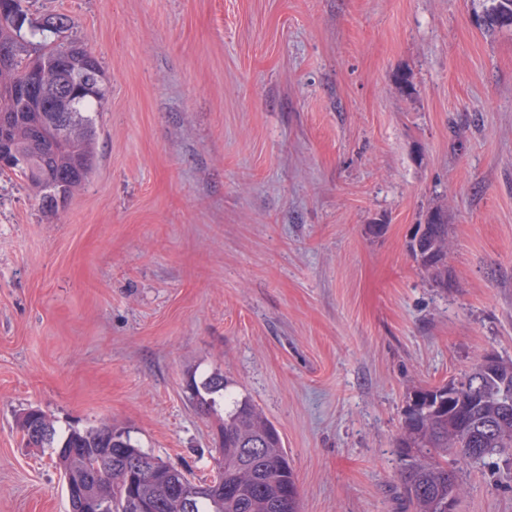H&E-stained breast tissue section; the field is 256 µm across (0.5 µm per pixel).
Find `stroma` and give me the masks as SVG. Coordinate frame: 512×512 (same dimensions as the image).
<instances>
[{"label": "stroma", "instance_id": "1", "mask_svg": "<svg viewBox=\"0 0 512 512\" xmlns=\"http://www.w3.org/2000/svg\"><path fill=\"white\" fill-rule=\"evenodd\" d=\"M66 15L108 81L63 221L0 175V512H67L17 418L109 421L216 472L250 400L300 512H407L409 392L512 358V30L481 0H25ZM448 222V286L409 252ZM221 375L220 412L189 399ZM456 512H512V456Z\"/></svg>", "mask_w": 512, "mask_h": 512}]
</instances>
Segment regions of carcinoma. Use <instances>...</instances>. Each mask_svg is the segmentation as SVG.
I'll return each mask as SVG.
<instances>
[{
  "instance_id": "obj_1",
  "label": "carcinoma",
  "mask_w": 512,
  "mask_h": 512,
  "mask_svg": "<svg viewBox=\"0 0 512 512\" xmlns=\"http://www.w3.org/2000/svg\"><path fill=\"white\" fill-rule=\"evenodd\" d=\"M483 26L489 31L512 28V0H483ZM57 32L39 24L28 31L0 23V45L15 51L12 63L0 66V154L23 155L31 167L0 165L23 179L45 201L48 178L58 184L64 201L88 181L97 159L96 127L90 113L104 109L108 87L100 62L87 44L54 39ZM76 78L69 96L70 133L61 136L45 125L46 107L16 94L17 86L41 71L54 87L60 72ZM412 257L448 285L445 260L448 224L440 211L429 213L409 242ZM224 390V379L213 376L193 386L191 399L209 411L211 395ZM18 425L29 448H50L63 482L108 496L105 512H134L124 479L130 458L152 459L135 472L136 493L156 501V512H300L299 491L282 438L257 406L245 399L224 412L222 456L217 475L201 491L182 501L171 486L187 478L176 465L139 448L130 434L104 422L85 429L58 432L39 409H29ZM398 473L413 512H448V494L462 490L463 466L493 454L512 455V360L499 356L487 362L479 355L458 380L422 388L410 397L397 441Z\"/></svg>"
}]
</instances>
